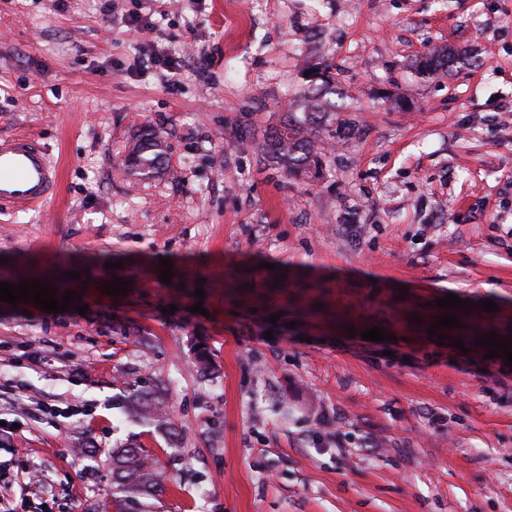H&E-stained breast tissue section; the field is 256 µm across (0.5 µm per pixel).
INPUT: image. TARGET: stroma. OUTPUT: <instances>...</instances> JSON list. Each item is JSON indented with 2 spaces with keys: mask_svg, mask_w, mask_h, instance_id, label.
Returning a JSON list of instances; mask_svg holds the SVG:
<instances>
[{
  "mask_svg": "<svg viewBox=\"0 0 512 512\" xmlns=\"http://www.w3.org/2000/svg\"><path fill=\"white\" fill-rule=\"evenodd\" d=\"M102 4L0 0V136L60 166L0 205V282L89 306L0 301V499L97 512L128 443L164 467L147 512H512V364L478 343L512 323V0ZM328 63L341 129L288 176L264 138ZM146 128L150 180L121 170ZM448 294L473 306L429 336ZM467 56V50L464 48H451L448 49V52H443L440 54H432L429 60H426L421 68L424 72L430 73L436 71L439 67L448 66V68L455 61L458 62L461 59H464Z\"/></svg>",
  "mask_w": 512,
  "mask_h": 512,
  "instance_id": "obj_1",
  "label": "stroma"
}]
</instances>
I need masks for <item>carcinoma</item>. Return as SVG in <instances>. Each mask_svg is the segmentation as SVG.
I'll return each instance as SVG.
<instances>
[{
  "instance_id": "carcinoma-1",
  "label": "carcinoma",
  "mask_w": 512,
  "mask_h": 512,
  "mask_svg": "<svg viewBox=\"0 0 512 512\" xmlns=\"http://www.w3.org/2000/svg\"><path fill=\"white\" fill-rule=\"evenodd\" d=\"M466 56V49L451 48L441 55H431L421 68L427 73L434 72ZM330 69L329 65L321 68L324 75L321 84L310 86L303 95L300 110L289 111L281 128L264 142L266 154L289 176L307 175L321 165V152L313 134L336 119L338 91L336 77L330 74ZM161 155V141L148 133L129 153L127 167L140 178L150 179L159 168ZM153 402V393L140 391L138 415L162 425L165 417ZM111 459L112 502H103L102 512H107V505L111 503L123 506V512H143L144 500L164 490L158 460L145 456L142 449L133 446L112 449Z\"/></svg>"
}]
</instances>
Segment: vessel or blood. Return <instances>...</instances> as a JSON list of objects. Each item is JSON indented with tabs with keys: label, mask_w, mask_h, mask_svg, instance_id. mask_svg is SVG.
Instances as JSON below:
<instances>
[{
	"label": "vessel or blood",
	"mask_w": 512,
	"mask_h": 512,
	"mask_svg": "<svg viewBox=\"0 0 512 512\" xmlns=\"http://www.w3.org/2000/svg\"><path fill=\"white\" fill-rule=\"evenodd\" d=\"M59 187V167L44 146L28 136L0 137V203L34 207L54 198Z\"/></svg>",
	"instance_id": "b4317fda"
}]
</instances>
